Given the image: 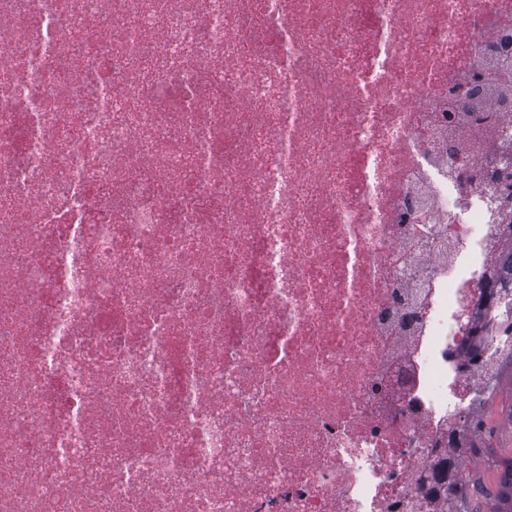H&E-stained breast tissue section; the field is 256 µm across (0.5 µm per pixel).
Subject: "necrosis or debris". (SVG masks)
<instances>
[{
  "mask_svg": "<svg viewBox=\"0 0 512 512\" xmlns=\"http://www.w3.org/2000/svg\"><path fill=\"white\" fill-rule=\"evenodd\" d=\"M512 0H0V512H415L512 347Z\"/></svg>",
  "mask_w": 512,
  "mask_h": 512,
  "instance_id": "obj_1",
  "label": "necrosis or debris"
}]
</instances>
